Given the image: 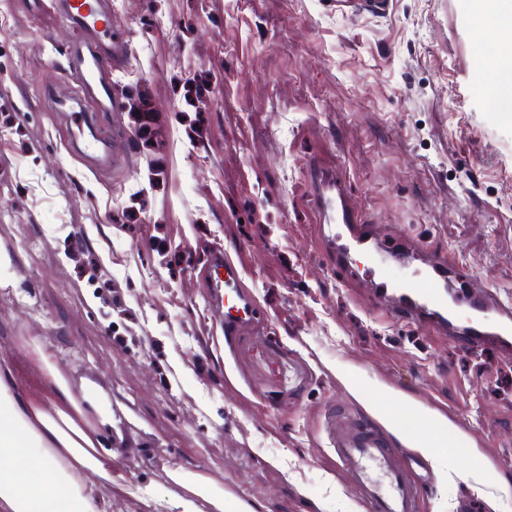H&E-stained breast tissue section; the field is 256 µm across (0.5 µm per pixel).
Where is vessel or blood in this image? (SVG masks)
<instances>
[{
	"label": "vessel or blood",
	"instance_id": "obj_1",
	"mask_svg": "<svg viewBox=\"0 0 512 512\" xmlns=\"http://www.w3.org/2000/svg\"><path fill=\"white\" fill-rule=\"evenodd\" d=\"M48 8L68 35L64 74L76 81L77 90L60 96L51 89L47 95L54 111L70 123V148L92 167L115 166L121 157L102 136L96 119L97 113L118 109L112 75L105 69L122 51L112 37V12L103 0H49ZM309 184L316 209L335 227L337 271H349L353 247L365 248V276L377 289L384 314L462 335L472 349L490 343L512 350V301L474 290L468 268L442 254H427L423 267L411 268L418 244L392 247L379 240L374 225L350 202L344 176L330 178L314 165ZM202 277L211 301L224 308L225 331L239 332L254 324L260 308L243 291L241 272L223 250L211 253ZM460 308L469 313L462 325L456 318ZM328 440L367 512H420L422 486L429 478L421 461L405 464V449L392 447L381 433L359 422L332 423Z\"/></svg>",
	"mask_w": 512,
	"mask_h": 512
}]
</instances>
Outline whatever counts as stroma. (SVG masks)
I'll return each mask as SVG.
<instances>
[{
	"label": "stroma",
	"mask_w": 512,
	"mask_h": 512,
	"mask_svg": "<svg viewBox=\"0 0 512 512\" xmlns=\"http://www.w3.org/2000/svg\"><path fill=\"white\" fill-rule=\"evenodd\" d=\"M118 3L128 52L102 128L127 161L95 172L42 92L65 63L55 17L0 0V352L40 332L111 397L114 512H149L177 466L224 512H364L326 440L329 402L372 419L342 370L470 434L455 448L437 431L445 470L422 512H491L488 494L512 512V359L376 314L364 281L333 273L307 185L310 163L341 169L371 223L512 298V113L488 105L512 38L478 56L472 0H390L380 17L331 0ZM217 246L264 327L217 325L194 274Z\"/></svg>",
	"instance_id": "1"
}]
</instances>
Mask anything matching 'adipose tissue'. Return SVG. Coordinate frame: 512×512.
I'll return each instance as SVG.
<instances>
[{
	"label": "adipose tissue",
	"mask_w": 512,
	"mask_h": 512,
	"mask_svg": "<svg viewBox=\"0 0 512 512\" xmlns=\"http://www.w3.org/2000/svg\"><path fill=\"white\" fill-rule=\"evenodd\" d=\"M24 354L39 369L38 385H22L15 358ZM20 353L0 352V512H112V401L91 380L73 381L58 370L43 337H25ZM396 396L381 392L368 410L386 426L410 422L413 446L437 459L430 431L445 427L444 417L410 406L407 419L389 409ZM176 492L158 498L155 512H224V500L206 496L203 476L171 468Z\"/></svg>",
	"instance_id": "1"
}]
</instances>
